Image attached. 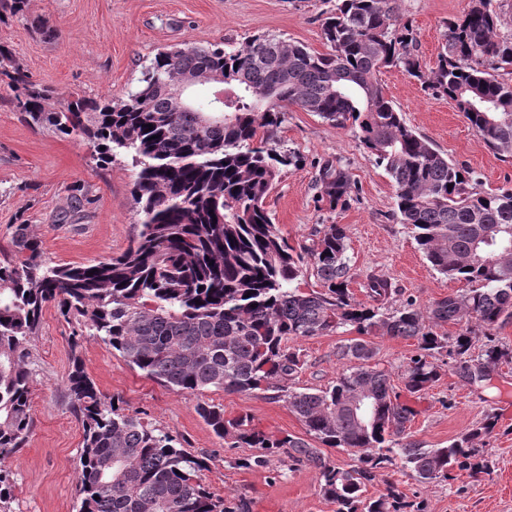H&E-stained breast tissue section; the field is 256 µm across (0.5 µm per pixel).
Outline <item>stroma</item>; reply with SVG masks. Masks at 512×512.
<instances>
[{
  "label": "stroma",
  "mask_w": 512,
  "mask_h": 512,
  "mask_svg": "<svg viewBox=\"0 0 512 512\" xmlns=\"http://www.w3.org/2000/svg\"><path fill=\"white\" fill-rule=\"evenodd\" d=\"M469 0H402L418 54L434 67L448 20L460 17ZM336 0H30L33 15L57 31L48 41L23 20L0 22V42L12 49L32 81L52 88L58 100L78 91L89 97L123 96L136 86L145 65L164 47L190 42L198 46L240 48L257 34H270L326 51L322 23ZM386 97L406 123L429 139L454 163L471 169L483 191L512 188V157L494 154L445 97L424 92L421 83L400 68L381 76ZM12 91L0 84V244L17 225L41 235L45 251L58 264L89 263L123 253L138 231L133 200L137 169L119 154L100 166L81 137H60L23 122L14 112ZM278 150L296 154L298 166L283 168L266 200L272 219L293 247L310 244L326 224L343 225L353 279L350 289L366 300L369 276L391 281L399 293L393 306L413 300L426 309L462 287L435 271L419 250L410 226L395 216V188L373 156L350 130L317 115L291 108L275 130ZM337 160L351 173L356 189L349 206L328 210L318 200L321 161ZM70 327L55 309H46L40 333L29 346L33 362L34 429L25 448L0 462L15 483L13 512H77V480L82 426L70 414L65 380L71 369ZM352 330L296 340L304 367L294 389H320L335 380L343 365L340 344ZM375 360L400 382L414 340L377 336ZM86 373L107 396L123 399L127 413L177 436L188 451L206 456L204 482L218 495L245 497L252 512H336L320 492L316 469L286 467L270 459L266 467L245 469L241 459L251 448L229 447L212 433L197 412L199 401L222 406L226 415H250L259 428L304 436L305 429L276 392L227 393L211 390L197 396L169 390L125 361L101 341L83 342ZM405 439L423 448H443L493 413L498 423L482 445L491 470L472 474L454 470L450 479L421 483L399 467L381 473L367 487L369 495L397 482L409 501L426 512H512V364L502 365L481 383L461 381L449 366L416 404Z\"/></svg>",
  "instance_id": "35a3bbf8"
}]
</instances>
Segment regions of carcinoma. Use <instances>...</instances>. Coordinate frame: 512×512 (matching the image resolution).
Masks as SVG:
<instances>
[{"mask_svg": "<svg viewBox=\"0 0 512 512\" xmlns=\"http://www.w3.org/2000/svg\"><path fill=\"white\" fill-rule=\"evenodd\" d=\"M399 2L338 0L322 25L327 53L273 35L231 51L176 44L155 54L124 97L78 94L58 108L52 91L31 81L0 43V80L14 93V111L61 137H85L102 166L118 152L131 156L139 167L134 197L141 215L126 251L92 264L54 263L27 224L0 246V461L20 453L32 431L29 345L52 305L72 326L65 386L68 409L83 430L78 512H251L246 499L210 491L203 478L207 457L101 393L80 357L87 336L176 392L284 394L306 434L353 452L350 468L334 466L301 437L257 428L246 414L228 417L207 402L197 410L220 440L259 450L246 467H264L284 454L316 469L336 512H424L412 509L393 483L376 497L364 496L396 455L422 482L446 480L456 467L489 471L485 449L473 441L494 431L492 413L446 448L401 439L418 414L410 401L441 378L437 354L447 352L453 373L468 384L512 363V349L492 339L512 319V189L476 190L470 169L406 124L380 75L405 70L453 102L488 148L512 157V27L504 11L512 10V0H471L464 15L448 22L436 67L428 71ZM13 17L49 40L56 36L45 19L29 14V0H0V21ZM200 72L223 79L224 111H209L213 95L193 98L181 111L173 107L169 87ZM291 106L354 129L394 183L396 218L413 227L434 270L467 288L425 311L411 301L390 310L398 289L388 280L367 279V302L349 288L343 225H324L299 252L288 243L265 200L281 167L299 164L297 155L271 144ZM147 124L153 125L148 132ZM319 183V201L330 210L352 199V175L329 159ZM309 271L321 290L299 287ZM449 323L464 324L452 339L437 331ZM346 327L359 337L338 347L343 369L336 380L290 390L304 365L292 342ZM371 336L417 341L402 389L374 361ZM481 338L486 342L474 356L472 345ZM366 397L375 419L360 421L350 405ZM13 499L11 480L0 474V512H12Z\"/></svg>", "mask_w": 512, "mask_h": 512, "instance_id": "obj_1", "label": "carcinoma"}]
</instances>
